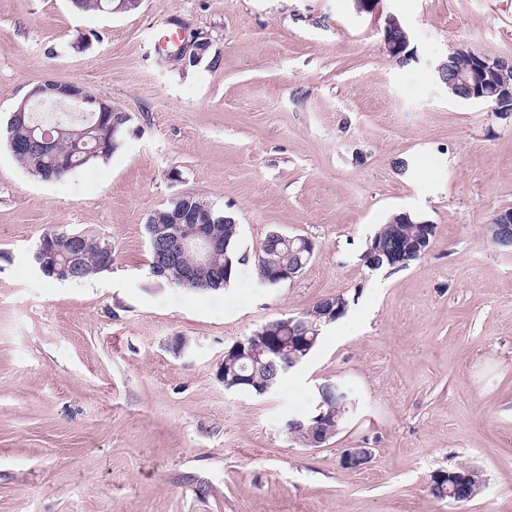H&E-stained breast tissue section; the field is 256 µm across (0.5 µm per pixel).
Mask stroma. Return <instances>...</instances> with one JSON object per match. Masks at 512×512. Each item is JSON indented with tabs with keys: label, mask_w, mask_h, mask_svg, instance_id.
I'll list each match as a JSON object with an SVG mask.
<instances>
[{
	"label": "stroma",
	"mask_w": 512,
	"mask_h": 512,
	"mask_svg": "<svg viewBox=\"0 0 512 512\" xmlns=\"http://www.w3.org/2000/svg\"><path fill=\"white\" fill-rule=\"evenodd\" d=\"M166 32L211 47L166 62ZM458 49L512 58V0H0L1 120L47 80L132 118L111 158L56 182L0 144V512H512V248L487 232L512 208V114L449 94L437 67ZM179 194L239 226L248 259L222 290L150 272L147 217ZM399 213L434 224L427 254L369 270ZM56 226L111 244V269L43 276L32 249ZM273 231L316 250L266 288L253 257ZM337 295L345 316L271 394L225 389L235 341ZM325 382L359 405L306 448L285 424ZM348 447L370 463L344 468ZM459 463L480 493L430 497ZM117 4L114 6L113 0H71L73 6L81 11H105L108 12H129L136 10L141 3V0H116ZM463 465H465V464H461L457 467L450 468L447 470H445V469L436 470L435 472L430 474L428 481L430 479H432L434 485L431 488H429V486H427L428 494L436 500H440V501L446 500L448 502H453L458 505L467 503V502L471 501L473 498H475L478 495V493L480 492L481 487L483 485L482 475L479 470L474 469L469 466H463ZM463 467H469L470 470L473 471L474 479L471 477L468 478L467 475H461L459 478V484L454 485V489L460 491L461 497H464L466 500L470 499L471 496L473 495V493L471 491V487H470L469 483H466L467 478H468L469 479L468 481L471 482V486H476V493L473 495L472 499L469 501L454 500L453 498L448 496V493L450 490V488H449L450 485L448 483V474L447 473L448 472H452V473L459 472V473L465 474ZM428 481H427V483H428Z\"/></svg>",
	"instance_id": "obj_1"
}]
</instances>
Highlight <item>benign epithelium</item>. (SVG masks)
<instances>
[{"label": "benign epithelium", "mask_w": 512, "mask_h": 512, "mask_svg": "<svg viewBox=\"0 0 512 512\" xmlns=\"http://www.w3.org/2000/svg\"><path fill=\"white\" fill-rule=\"evenodd\" d=\"M209 49V42L204 39H196L177 47L173 55L183 59L190 58L194 62L203 59ZM494 66L488 64L480 57L474 58V63L467 69H462L456 74L452 87L463 86L468 89L466 97L483 101L493 99L496 112H512V87L507 89L498 85L495 77ZM39 98V102H50L55 105L66 106L77 112L100 113L99 126L106 132L117 133L121 125L127 120L128 114L122 109L112 105L104 98L91 94L85 86L58 81H46L35 86L13 111V118L17 122L25 121L27 104L30 100ZM50 142L46 135L32 136L30 139L19 142L14 147L15 153L28 154L39 150ZM212 213L208 206L200 209L191 208L173 212L168 223L174 228L167 232L155 230L151 236V246L154 253L152 273L157 277H166L172 284H195L201 271L210 273L211 278L221 280L224 272L211 264L216 251L223 247V243L214 232V225L202 224L200 220L207 218ZM492 223L497 225L499 238L512 239V210H500ZM277 238L288 245V263H278L257 257L256 267L259 281L266 287L276 288L288 281L295 280L314 256L313 241L303 235H285L276 233ZM68 251L66 263L58 266V258L55 250H43L39 261L41 266L53 265L56 271L63 272L61 279L67 280L80 274L82 261L85 257L86 241L80 235L66 236ZM390 250L389 263L398 268L407 264L410 258H420L427 253L423 244L411 240L408 245L394 243ZM271 336L288 334V343L278 341L270 344V347L255 351L254 359L264 366H270L274 360H262L266 352L277 357L288 358V363L296 361L294 352L296 349L307 347L314 343L317 328L310 323L305 316L298 314L286 321L271 322L267 326ZM372 457L368 448H344L340 455V464L351 470H359L367 465Z\"/></svg>", "instance_id": "1"}]
</instances>
